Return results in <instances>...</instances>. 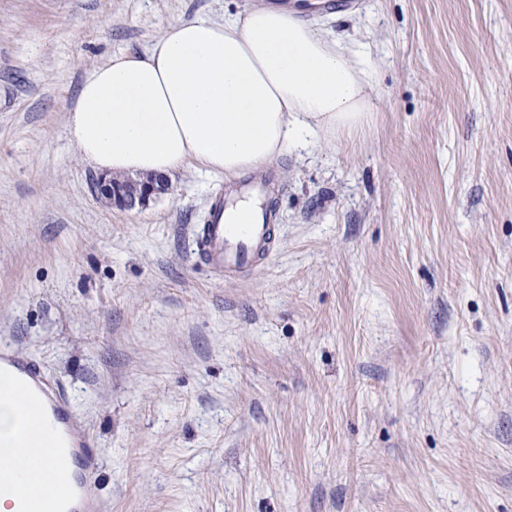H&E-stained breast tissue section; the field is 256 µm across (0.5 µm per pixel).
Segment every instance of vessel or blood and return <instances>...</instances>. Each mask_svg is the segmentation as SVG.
Returning a JSON list of instances; mask_svg holds the SVG:
<instances>
[{
    "label": "vessel or blood",
    "instance_id": "b4317fda",
    "mask_svg": "<svg viewBox=\"0 0 512 512\" xmlns=\"http://www.w3.org/2000/svg\"><path fill=\"white\" fill-rule=\"evenodd\" d=\"M275 189L271 174L247 180L245 198L268 197ZM275 214L256 210L250 223L236 224L222 193L210 199L206 223L197 225L195 253L213 273L235 279L251 273L270 255L277 239ZM13 379L23 399L20 438L37 455L25 483L14 468L0 466V492L11 495L19 512H103L99 495L100 463L90 434L76 420L64 388L50 381L34 359L0 347V375Z\"/></svg>",
    "mask_w": 512,
    "mask_h": 512
}]
</instances>
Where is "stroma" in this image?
Returning <instances> with one entry per match:
<instances>
[{
    "label": "stroma",
    "mask_w": 512,
    "mask_h": 512,
    "mask_svg": "<svg viewBox=\"0 0 512 512\" xmlns=\"http://www.w3.org/2000/svg\"><path fill=\"white\" fill-rule=\"evenodd\" d=\"M267 0H0V340L68 392L105 512H512V0H298L365 44L358 131L269 167L246 279L188 165L122 211L66 132L84 77ZM224 195L211 196L206 224H198L194 234L195 253L199 261L224 279L248 275L270 255L277 239L275 213L260 206L250 224L245 219L233 224Z\"/></svg>",
    "instance_id": "stroma-1"
}]
</instances>
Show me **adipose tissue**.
Wrapping results in <instances>:
<instances>
[{"instance_id": "ef3b65f1", "label": "adipose tissue", "mask_w": 512, "mask_h": 512, "mask_svg": "<svg viewBox=\"0 0 512 512\" xmlns=\"http://www.w3.org/2000/svg\"><path fill=\"white\" fill-rule=\"evenodd\" d=\"M373 72L297 12L256 7L170 23L81 82L67 116L82 159L115 177H167L194 162L233 177L288 149L363 126ZM21 408L0 397V463L26 453Z\"/></svg>"}]
</instances>
